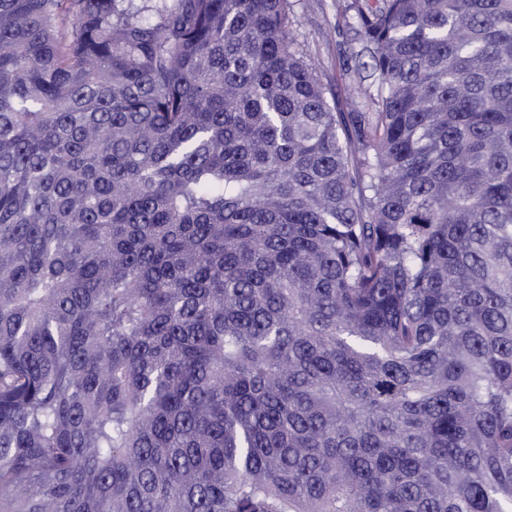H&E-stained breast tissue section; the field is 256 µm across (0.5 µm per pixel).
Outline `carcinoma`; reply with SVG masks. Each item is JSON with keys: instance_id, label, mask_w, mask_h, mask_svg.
I'll return each mask as SVG.
<instances>
[{"instance_id": "obj_1", "label": "carcinoma", "mask_w": 512, "mask_h": 512, "mask_svg": "<svg viewBox=\"0 0 512 512\" xmlns=\"http://www.w3.org/2000/svg\"><path fill=\"white\" fill-rule=\"evenodd\" d=\"M0 0V512H512V0ZM294 13V34L320 67L325 82L336 90V98L344 112L358 106V100L347 93L352 81L369 84L367 69H357L354 52L361 49L354 30L343 15L346 0H290Z\"/></svg>"}]
</instances>
